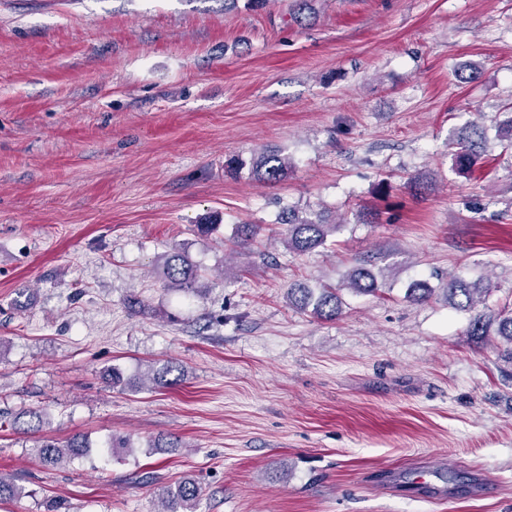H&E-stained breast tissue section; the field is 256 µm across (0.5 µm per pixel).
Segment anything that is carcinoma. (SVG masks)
Masks as SVG:
<instances>
[{"instance_id": "1", "label": "carcinoma", "mask_w": 512, "mask_h": 512, "mask_svg": "<svg viewBox=\"0 0 512 512\" xmlns=\"http://www.w3.org/2000/svg\"><path fill=\"white\" fill-rule=\"evenodd\" d=\"M486 138L480 125L472 122L464 126L456 139L454 162L463 172L472 171L485 153ZM237 168L250 166L251 176L259 182L277 183L288 176L289 161L275 151L264 152L247 163L235 160ZM279 224L285 226L284 243L294 253H305L326 244L328 236L336 232L338 224L329 221L325 210L300 211L287 208L280 214ZM260 231L258 224H238L233 235V244L245 248ZM164 281L169 288L185 294L201 296L211 288L208 280L201 278L196 265L191 263L178 249L167 254L162 265ZM382 272H373L362 265L351 270L345 283L337 286H321L319 292L301 283L288 287V306L300 312H309L319 319L334 320L342 313V299L339 292L348 289L357 294H375L379 291L378 277ZM489 288H477L459 277L448 281L444 289L448 305L457 310L473 313L470 319L471 335L483 334L484 316L477 312L481 295ZM435 293V289L422 281L412 283L406 298L425 301ZM497 335L507 344V352L512 355V313L498 316ZM43 425V412L28 410L14 416L11 426L25 434L40 431ZM89 439L83 435L73 436L62 445L53 438L37 440L35 448L38 460L44 465H57L69 462L87 453ZM200 487L194 480H184L175 488L166 489L165 507L161 512H196Z\"/></svg>"}]
</instances>
